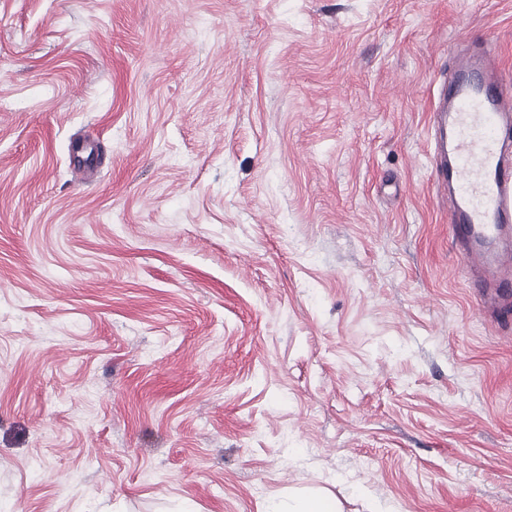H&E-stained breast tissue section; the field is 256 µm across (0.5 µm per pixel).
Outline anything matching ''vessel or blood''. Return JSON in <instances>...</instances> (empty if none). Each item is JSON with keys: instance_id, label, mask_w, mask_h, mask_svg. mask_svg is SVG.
Instances as JSON below:
<instances>
[{"instance_id": "b4317fda", "label": "vessel or blood", "mask_w": 512, "mask_h": 512, "mask_svg": "<svg viewBox=\"0 0 512 512\" xmlns=\"http://www.w3.org/2000/svg\"><path fill=\"white\" fill-rule=\"evenodd\" d=\"M498 67L488 51L455 58L434 111L432 175L462 266L502 326L512 321V83Z\"/></svg>"}]
</instances>
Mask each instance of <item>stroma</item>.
I'll return each instance as SVG.
<instances>
[{"instance_id": "stroma-1", "label": "stroma", "mask_w": 512, "mask_h": 512, "mask_svg": "<svg viewBox=\"0 0 512 512\" xmlns=\"http://www.w3.org/2000/svg\"><path fill=\"white\" fill-rule=\"evenodd\" d=\"M512 0H0V512H512V329L429 165ZM336 498L323 492L314 496L298 499L289 512H335Z\"/></svg>"}]
</instances>
